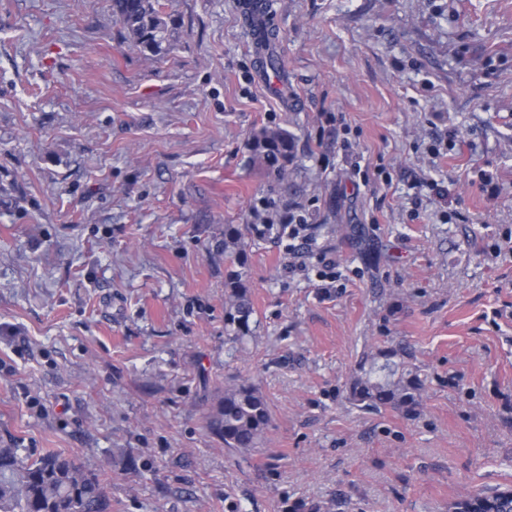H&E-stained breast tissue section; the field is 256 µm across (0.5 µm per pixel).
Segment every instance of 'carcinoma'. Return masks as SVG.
I'll return each mask as SVG.
<instances>
[{"instance_id": "1", "label": "carcinoma", "mask_w": 512, "mask_h": 512, "mask_svg": "<svg viewBox=\"0 0 512 512\" xmlns=\"http://www.w3.org/2000/svg\"><path fill=\"white\" fill-rule=\"evenodd\" d=\"M112 14L122 25L124 39L143 52L163 51L167 22L157 0H112ZM253 149L268 166L284 172L294 149L288 132L263 129L254 134ZM235 246V259L244 263V234L238 228L224 231V250ZM231 288L224 312L229 340L238 342L252 334L253 308L249 290L237 273L228 281ZM404 347L381 349L362 359L359 374L348 387L352 404L371 410L393 409L412 412L420 404L424 380L418 368L409 364ZM270 423L267 398L248 381L224 389L209 428L224 447L245 453L257 447ZM468 512H512V496L494 489L458 501ZM98 477L77 468L60 454L34 459L22 457L18 449L0 448V512H108Z\"/></svg>"}]
</instances>
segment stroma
I'll return each instance as SVG.
<instances>
[{"instance_id":"obj_1","label":"stroma","mask_w":512,"mask_h":512,"mask_svg":"<svg viewBox=\"0 0 512 512\" xmlns=\"http://www.w3.org/2000/svg\"><path fill=\"white\" fill-rule=\"evenodd\" d=\"M159 2L153 57L110 0H0V447L63 454L111 512H450L512 488V0H271L285 100L240 0ZM263 128L293 138L286 174ZM256 208L314 224L334 287ZM399 344L417 410L349 403L361 357ZM243 380L271 421L239 453L207 420ZM253 149L268 166L276 168L282 174L283 164L288 162L294 149L288 132L280 129H262L254 134ZM227 285L231 288L228 306L224 312V327L229 340L238 342L252 334L251 318L253 308L249 299V290L241 279V274H235Z\"/></svg>"}]
</instances>
